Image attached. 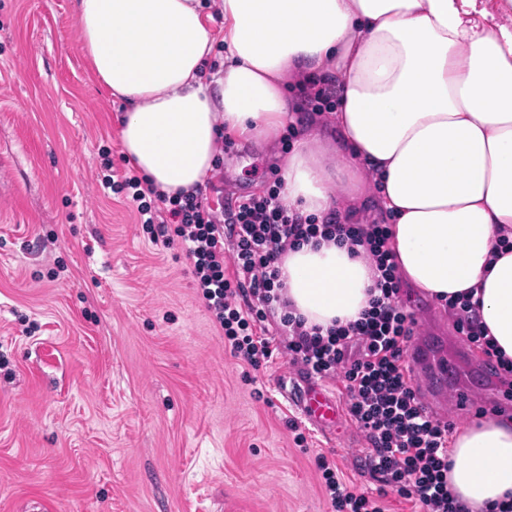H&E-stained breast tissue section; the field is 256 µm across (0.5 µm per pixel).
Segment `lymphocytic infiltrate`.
Here are the masks:
<instances>
[{"label":"lymphocytic infiltrate","mask_w":512,"mask_h":512,"mask_svg":"<svg viewBox=\"0 0 512 512\" xmlns=\"http://www.w3.org/2000/svg\"><path fill=\"white\" fill-rule=\"evenodd\" d=\"M101 187L130 197L151 240L180 242L234 357L257 368L281 354L310 376L342 373L346 411L370 445L368 466L379 487L373 495L358 491L340 476L335 459L316 455L334 512H388L392 491L420 512H470L448 487L454 424L428 414L412 385L406 352L415 318L399 302L401 279L386 249L389 225L352 224L336 211L320 220L302 215L288 209L276 185L232 208L225 207L221 187L209 196L198 188L170 197L130 169L117 179L104 176ZM318 236L360 243L371 257L375 294L359 320L308 327L291 313L281 257ZM245 285L254 301L242 307L235 298ZM273 314L283 330L278 337L257 330Z\"/></svg>","instance_id":"f902f5d3"}]
</instances>
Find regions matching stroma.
Listing matches in <instances>:
<instances>
[{"label": "stroma", "mask_w": 512, "mask_h": 512, "mask_svg": "<svg viewBox=\"0 0 512 512\" xmlns=\"http://www.w3.org/2000/svg\"><path fill=\"white\" fill-rule=\"evenodd\" d=\"M127 108L96 78L73 0H0V512H332L320 452L374 492L348 416L307 421L284 390L309 380L287 357H233L179 246L103 196ZM307 117L274 149L221 138L226 203L279 180ZM401 301L461 343L452 311L408 285Z\"/></svg>", "instance_id": "obj_1"}]
</instances>
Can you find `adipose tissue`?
<instances>
[{
  "instance_id": "ef3b65f1",
  "label": "adipose tissue",
  "mask_w": 512,
  "mask_h": 512,
  "mask_svg": "<svg viewBox=\"0 0 512 512\" xmlns=\"http://www.w3.org/2000/svg\"><path fill=\"white\" fill-rule=\"evenodd\" d=\"M224 63L203 0H74L99 81L126 100L129 164L161 192L204 183L220 135L273 142L289 89L335 82L281 161L283 199L391 222L401 278L443 303L465 296L512 361V0H218ZM286 295L307 325L357 320L374 285L364 251H287ZM448 484L484 512L512 495V419L457 431Z\"/></svg>"
}]
</instances>
